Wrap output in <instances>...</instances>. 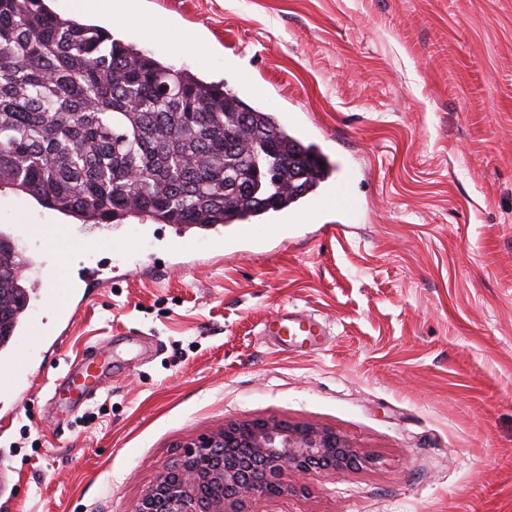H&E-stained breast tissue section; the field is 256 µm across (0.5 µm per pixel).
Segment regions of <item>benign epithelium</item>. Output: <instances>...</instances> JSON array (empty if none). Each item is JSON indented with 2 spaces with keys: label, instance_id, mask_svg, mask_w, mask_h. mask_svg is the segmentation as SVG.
Wrapping results in <instances>:
<instances>
[{
  "label": "benign epithelium",
  "instance_id": "obj_1",
  "mask_svg": "<svg viewBox=\"0 0 512 512\" xmlns=\"http://www.w3.org/2000/svg\"><path fill=\"white\" fill-rule=\"evenodd\" d=\"M184 452L138 499L134 512H246L256 494L284 492L281 476L343 474L369 462L335 430L268 418L226 423L185 444ZM227 448H244L242 455ZM219 484L221 496L204 495Z\"/></svg>",
  "mask_w": 512,
  "mask_h": 512
}]
</instances>
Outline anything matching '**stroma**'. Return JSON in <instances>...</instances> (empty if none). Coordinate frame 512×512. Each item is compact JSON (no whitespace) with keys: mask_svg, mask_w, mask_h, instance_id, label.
Segmentation results:
<instances>
[{"mask_svg":"<svg viewBox=\"0 0 512 512\" xmlns=\"http://www.w3.org/2000/svg\"><path fill=\"white\" fill-rule=\"evenodd\" d=\"M94 23L247 104L291 114L354 175L355 215L325 207L236 255L173 224H85L0 192L2 224H73L106 273L50 335L45 381L0 392V512H132L181 445L228 422L335 429L369 454L341 475H284L248 512H512V0H142ZM284 307L321 350L261 333ZM110 339L106 387L49 399L64 361Z\"/></svg>","mask_w":512,"mask_h":512,"instance_id":"1","label":"stroma"}]
</instances>
